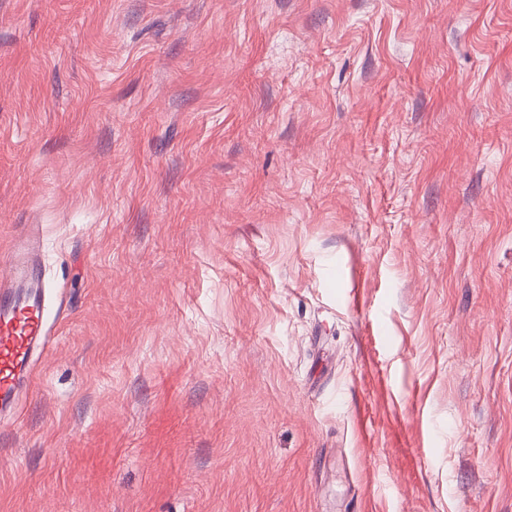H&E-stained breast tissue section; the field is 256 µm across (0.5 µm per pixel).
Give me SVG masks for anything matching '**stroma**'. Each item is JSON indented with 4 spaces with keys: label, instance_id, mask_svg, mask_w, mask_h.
<instances>
[{
    "label": "stroma",
    "instance_id": "stroma-1",
    "mask_svg": "<svg viewBox=\"0 0 512 512\" xmlns=\"http://www.w3.org/2000/svg\"><path fill=\"white\" fill-rule=\"evenodd\" d=\"M30 228L0 512H512V0H0Z\"/></svg>",
    "mask_w": 512,
    "mask_h": 512
}]
</instances>
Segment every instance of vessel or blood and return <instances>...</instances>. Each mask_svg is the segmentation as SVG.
Returning <instances> with one entry per match:
<instances>
[{
	"label": "vessel or blood",
	"mask_w": 512,
	"mask_h": 512,
	"mask_svg": "<svg viewBox=\"0 0 512 512\" xmlns=\"http://www.w3.org/2000/svg\"><path fill=\"white\" fill-rule=\"evenodd\" d=\"M39 247L38 237L28 235L0 274V409L16 406L17 390L32 369L34 352L50 341L45 299L33 291Z\"/></svg>",
	"instance_id": "obj_1"
}]
</instances>
